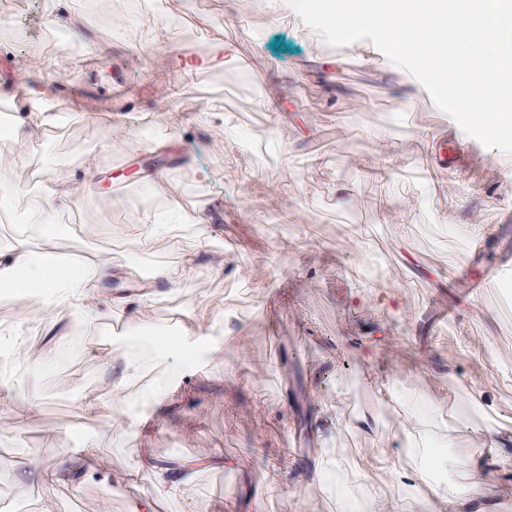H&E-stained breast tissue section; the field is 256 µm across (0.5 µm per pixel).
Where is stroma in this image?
<instances>
[{
	"mask_svg": "<svg viewBox=\"0 0 512 512\" xmlns=\"http://www.w3.org/2000/svg\"><path fill=\"white\" fill-rule=\"evenodd\" d=\"M0 22V88L24 103L41 80L29 71L37 55L71 53L82 76L60 78L72 112L30 151L0 146L12 173L14 201L34 193L32 160L59 183L77 165L99 186L79 190L63 214L55 246L80 260L111 264L105 292L135 296L131 267L180 270L196 256L192 278L156 306L144 329L162 343L179 327L215 316L223 324L197 337L192 352H153L141 366L165 380L176 401L152 434L109 425L113 357H132L124 309L110 323L94 310L67 321L85 343L69 364L43 370L51 348L39 326V298L24 291L0 302V327L26 341L30 364H0V381H22L35 404L0 412V500L12 512H134L151 505L173 512L175 500L151 470L125 479L142 456L165 462L210 453L214 463L192 494L209 512H336L337 503L368 512L392 489L377 463L386 451L432 483L434 459L406 455L401 428L414 404L433 422L421 446L447 448L448 481L469 467L459 443L494 423L512 429V300L502 280H486L512 253V154L464 151L455 120L439 110L417 79L405 76L370 40L334 48L311 28L276 14L272 0H163L158 17L179 35L149 44L144 0H69L94 12L109 48L97 58L57 37L41 0H6ZM231 44L223 70L177 68L179 56ZM231 124H224V115ZM156 123L152 140L140 125ZM167 174V196L155 195L151 171ZM167 201L212 217L205 240L158 239L131 245L145 209ZM483 227L480 236L470 225ZM485 279L478 295L465 279ZM223 346L211 358L209 347ZM103 363L89 374L87 358ZM375 413L374 431L358 426ZM91 455L87 491L40 481L18 470L20 459L44 461L59 449ZM345 460L354 480L337 487L316 477L322 452Z\"/></svg>",
	"mask_w": 512,
	"mask_h": 512,
	"instance_id": "35a3bbf8",
	"label": "stroma"
}]
</instances>
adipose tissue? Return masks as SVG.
<instances>
[{
  "instance_id": "adipose-tissue-1",
  "label": "adipose tissue",
  "mask_w": 512,
  "mask_h": 512,
  "mask_svg": "<svg viewBox=\"0 0 512 512\" xmlns=\"http://www.w3.org/2000/svg\"><path fill=\"white\" fill-rule=\"evenodd\" d=\"M45 10L65 31L69 41L85 45L91 52H98L99 43L92 36L95 26L90 18L70 12L67 0H45ZM40 99V93H32L28 104L14 113V148L25 149L63 120V113L39 111ZM35 174L40 179V190L25 199L18 213L19 223L23 226L36 224L51 233L56 229L55 217L74 204L77 195L73 187L56 183L44 166H36ZM23 274L52 295L43 308L44 326L55 327L64 309L81 310L89 305L99 307L101 320H111L115 303L106 300L103 290L104 283L112 276L111 265L92 260L83 265L67 267L50 243L36 247L30 238L19 235L0 246V293L15 288ZM210 463V457L203 456L191 463L154 466L157 480L178 493L179 512H208L207 505L192 496L191 488L198 471ZM25 465L50 481L76 483L85 489L90 486L89 458L67 448L62 449L58 460L52 465L47 466L33 459L26 460ZM494 481L493 472L473 467L464 485H439L432 488L429 494L419 497V512H434L439 502L447 504L448 512H490L487 495Z\"/></svg>"
}]
</instances>
